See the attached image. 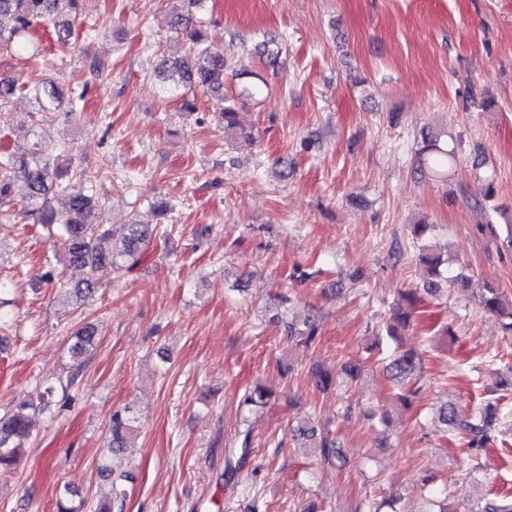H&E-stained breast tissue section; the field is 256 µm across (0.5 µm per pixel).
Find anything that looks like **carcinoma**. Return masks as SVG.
Here are the masks:
<instances>
[{
  "mask_svg": "<svg viewBox=\"0 0 512 512\" xmlns=\"http://www.w3.org/2000/svg\"><path fill=\"white\" fill-rule=\"evenodd\" d=\"M205 2L207 0H183L182 7L172 8L167 26L188 37L193 53L184 60L163 61L156 68L155 76L166 93L189 86L209 94L219 105L218 114L224 122V131L233 134L237 127L236 101L224 95V54L212 51L193 23L194 13L203 9ZM40 24L53 28L55 41L62 49L76 43L80 29H85L87 36L96 30V21L83 14L80 0H0V54L23 50L30 59L37 57L38 47L28 45L26 38ZM61 97L62 92L54 83L37 87L34 98L41 113L38 120L40 143L19 157L13 152L0 155V221H8L12 216L14 179L19 171L26 186L24 215L52 232L55 246L65 252L69 267L80 273L71 291L77 301L84 302L93 296L104 277H121L140 262L153 230L132 221L124 226V232L116 234L98 221L95 216L98 199L89 193V184L100 179L101 173L79 165L66 180L54 166L51 155L46 153V145L52 143V112L56 111ZM441 137L442 134L434 130L424 136L419 162L433 177L445 179L456 167L457 159L452 151L440 145ZM420 261L430 275L423 286V291L430 296L441 293L443 284L448 282L461 288L473 285L469 277L450 274L451 260L427 247L421 248ZM479 291L484 310L501 322L506 335L512 336V300L487 283ZM411 320L409 308L396 306L392 308L383 332L395 338L411 327ZM286 333L308 347L316 342L317 321L308 318L301 323L289 322ZM98 340L95 325L81 326L70 336L71 357L85 356ZM388 368L406 389L401 395L403 400L409 401L419 393L416 384L423 372L422 352L397 350ZM52 393L53 387L48 386L37 397L15 404L0 416V474L15 469L22 448L32 436V415L44 409ZM279 405L280 399L259 385L245 388L240 398V406L248 414L270 411ZM439 419L447 431L465 440L468 451L478 454L501 433L498 424L502 421V410L489 406L464 409L448 403L439 410ZM137 423L138 418L128 407L112 412L108 442L111 455L117 456L132 447L137 437ZM298 432L301 447L312 449L313 455L323 462L331 465L338 458L336 441L328 432L314 424L300 425ZM251 434L252 427L249 426L224 449V483L236 479L251 454ZM101 473L112 479V499L106 505H96L94 512H123L127 497L123 481L127 480V475L115 471L109 464L101 468ZM85 505V499L66 488L59 493L57 512H83ZM465 509L466 512H512V498H471Z\"/></svg>",
  "mask_w": 512,
  "mask_h": 512,
  "instance_id": "obj_1",
  "label": "carcinoma"
}]
</instances>
